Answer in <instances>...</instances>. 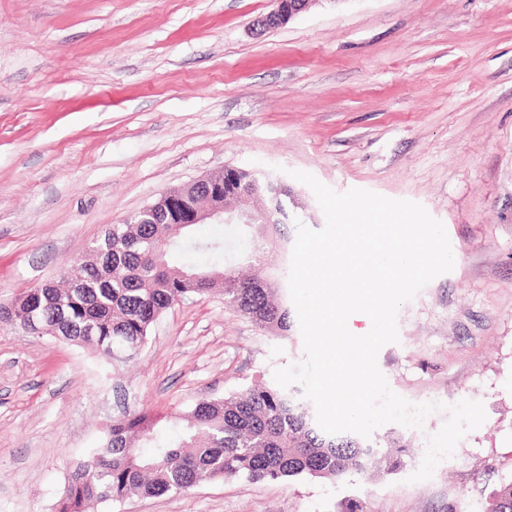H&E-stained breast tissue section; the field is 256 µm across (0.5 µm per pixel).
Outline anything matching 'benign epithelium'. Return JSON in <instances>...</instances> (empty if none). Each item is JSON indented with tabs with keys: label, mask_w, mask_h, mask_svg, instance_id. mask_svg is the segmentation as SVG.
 Listing matches in <instances>:
<instances>
[{
	"label": "benign epithelium",
	"mask_w": 512,
	"mask_h": 512,
	"mask_svg": "<svg viewBox=\"0 0 512 512\" xmlns=\"http://www.w3.org/2000/svg\"><path fill=\"white\" fill-rule=\"evenodd\" d=\"M276 8L257 21L263 30L276 28L305 11L312 0H273ZM239 169L226 166L191 184L162 194L144 207L138 223L144 224H256L257 234L269 243L266 225L277 223L283 182L258 174L246 184L238 179Z\"/></svg>",
	"instance_id": "1"
}]
</instances>
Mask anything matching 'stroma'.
Returning a JSON list of instances; mask_svg holds the SVG:
<instances>
[{
    "label": "stroma",
    "mask_w": 512,
    "mask_h": 512,
    "mask_svg": "<svg viewBox=\"0 0 512 512\" xmlns=\"http://www.w3.org/2000/svg\"><path fill=\"white\" fill-rule=\"evenodd\" d=\"M271 0H0V302L61 276L111 225L213 170L311 173L420 203L455 265L398 313L377 363L413 403L486 419L409 477L445 416L385 424L397 472L201 483L96 512H486L512 481V0H312L265 32ZM220 224L180 268H211ZM223 296L163 313L133 360L0 324V512H55L66 473L125 412L166 415L302 360Z\"/></svg>",
    "instance_id": "1"
}]
</instances>
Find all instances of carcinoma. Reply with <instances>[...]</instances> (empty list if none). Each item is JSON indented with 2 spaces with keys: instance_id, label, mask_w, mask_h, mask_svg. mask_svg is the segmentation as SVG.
Returning <instances> with one entry per match:
<instances>
[{
  "instance_id": "obj_1",
  "label": "carcinoma",
  "mask_w": 512,
  "mask_h": 512,
  "mask_svg": "<svg viewBox=\"0 0 512 512\" xmlns=\"http://www.w3.org/2000/svg\"><path fill=\"white\" fill-rule=\"evenodd\" d=\"M192 225L174 236L169 224H114L106 261L87 254L70 265L65 285L33 287L0 303V323L23 327L30 313L64 329L62 339L88 346L108 360H131L147 344L153 324L184 297L224 295V303L256 325L288 332L290 308L275 298L271 277L229 269V284L213 290L205 270L177 268L167 250L186 241ZM175 429L171 435L163 425ZM407 445L384 453L354 433L323 432L291 391L251 387L161 416L147 409L107 426L99 443L67 473L56 512H91L130 494H180L196 481L250 482L299 477L336 480L350 472L383 475L404 464ZM487 512H512V482L492 491Z\"/></svg>"
}]
</instances>
